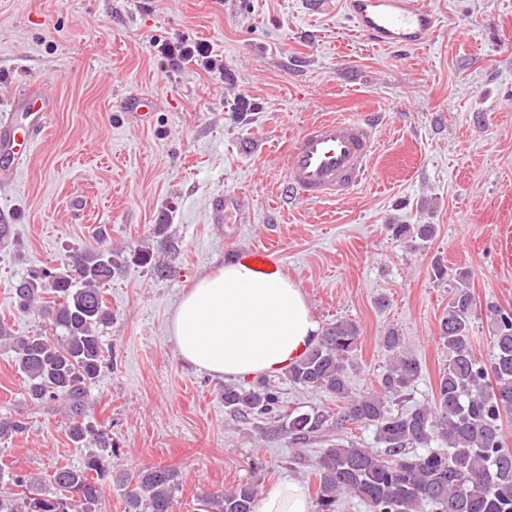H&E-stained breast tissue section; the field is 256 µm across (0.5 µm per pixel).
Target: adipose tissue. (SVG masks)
Returning <instances> with one entry per match:
<instances>
[{
	"mask_svg": "<svg viewBox=\"0 0 512 512\" xmlns=\"http://www.w3.org/2000/svg\"><path fill=\"white\" fill-rule=\"evenodd\" d=\"M169 332L180 357L212 375L244 380L288 369L315 343L319 325L290 278L263 279L244 262L199 277L178 300ZM257 512H312L307 491L287 480Z\"/></svg>",
	"mask_w": 512,
	"mask_h": 512,
	"instance_id": "obj_1",
	"label": "adipose tissue"
}]
</instances>
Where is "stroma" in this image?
<instances>
[{
    "instance_id": "1",
    "label": "stroma",
    "mask_w": 512,
    "mask_h": 512,
    "mask_svg": "<svg viewBox=\"0 0 512 512\" xmlns=\"http://www.w3.org/2000/svg\"><path fill=\"white\" fill-rule=\"evenodd\" d=\"M437 35L412 50L354 33L344 0H0V110L28 88L50 97L48 128L13 183L0 182V324L22 336L40 310L20 312L13 283L69 251L157 249L156 225L181 241L167 277L127 264L106 291L112 362L89 393L86 420L108 432L115 473L170 466L181 484L174 512H199L200 490L251 482L267 494L293 479L315 492L312 463L338 441L325 432L291 445L273 420L224 407V382L185 363L168 333L179 297L232 251L281 249L319 325L359 330L350 387L379 391L381 338L396 328L422 374L393 409L433 402L448 361L439 322L457 270L471 274L475 354L489 358L485 305L512 307V0H425ZM185 32L209 42L225 75L193 66L161 77L152 44ZM137 93L151 116L127 117ZM377 113L373 174L335 203L277 209L285 135L328 115ZM245 208L212 224L214 197ZM390 224H431L414 249ZM449 271L438 280L434 263ZM287 411L337 413L334 398L268 376ZM25 432L0 442V474L47 480L80 466L62 403L30 404L12 353L0 349V417ZM263 469H254V461Z\"/></svg>"
}]
</instances>
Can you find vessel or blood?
Masks as SVG:
<instances>
[{
  "label": "vessel or blood",
  "mask_w": 512,
  "mask_h": 512,
  "mask_svg": "<svg viewBox=\"0 0 512 512\" xmlns=\"http://www.w3.org/2000/svg\"><path fill=\"white\" fill-rule=\"evenodd\" d=\"M346 17L358 35L382 46L416 48L437 32L434 12L422 0H345ZM52 105L38 89L14 101L0 113V155L26 157L36 138L46 128ZM379 122L373 114L326 116L308 122L283 146V175L275 188L280 208L295 203L324 204L346 198L372 173L379 148ZM238 194L214 200L208 221L220 224L224 213L243 205ZM262 278L284 270L275 246L240 251Z\"/></svg>",
  "instance_id": "obj_1"
}]
</instances>
